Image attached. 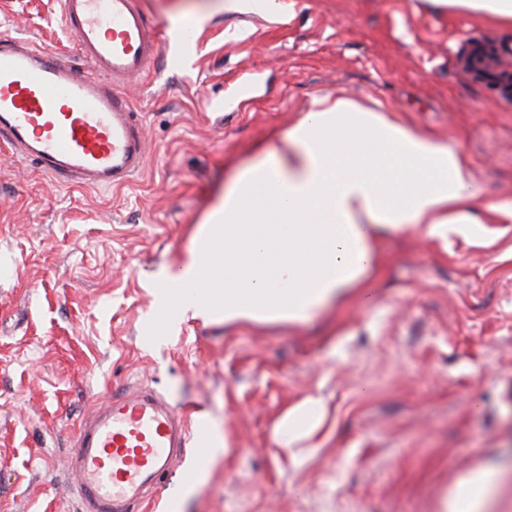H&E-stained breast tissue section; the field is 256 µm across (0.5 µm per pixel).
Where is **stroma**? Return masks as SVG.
<instances>
[{"instance_id":"35a3bbf8","label":"stroma","mask_w":512,"mask_h":512,"mask_svg":"<svg viewBox=\"0 0 512 512\" xmlns=\"http://www.w3.org/2000/svg\"><path fill=\"white\" fill-rule=\"evenodd\" d=\"M282 2L271 21L139 0L162 52L127 90L146 143L127 185L57 186L0 147V512H84L78 426L140 384L191 416L143 512H441L492 464L484 512H512V218L483 208L512 202V96L448 52L512 31L432 0ZM192 11L207 20L176 30ZM0 33L84 68L59 0H0ZM336 94L462 153L482 191L475 236L383 237L369 300L304 323L161 330L157 276L178 268L235 170ZM308 397L327 423L291 454L274 425ZM209 428L229 449L188 481Z\"/></svg>"}]
</instances>
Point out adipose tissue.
Returning <instances> with one entry per match:
<instances>
[{
	"label": "adipose tissue",
	"mask_w": 512,
	"mask_h": 512,
	"mask_svg": "<svg viewBox=\"0 0 512 512\" xmlns=\"http://www.w3.org/2000/svg\"><path fill=\"white\" fill-rule=\"evenodd\" d=\"M478 194L460 153L389 113L339 95L316 100L272 160L243 165L192 237L187 259L162 272L168 319L299 323L332 302L367 295L386 234L473 233ZM325 411L312 398L287 408L274 434L292 449ZM499 479L481 468L443 502L478 512Z\"/></svg>",
	"instance_id": "obj_1"
}]
</instances>
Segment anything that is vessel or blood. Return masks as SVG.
I'll use <instances>...</instances> for the list:
<instances>
[{
    "label": "vessel or blood",
    "instance_id": "obj_1",
    "mask_svg": "<svg viewBox=\"0 0 512 512\" xmlns=\"http://www.w3.org/2000/svg\"><path fill=\"white\" fill-rule=\"evenodd\" d=\"M62 19L85 75L0 34V141L58 183L126 185L146 154L126 89L149 70L160 44L137 0H62ZM497 60H512V40L468 65L491 76ZM187 438L186 417L166 396L150 388L112 396L81 426L71 460L88 512H130L170 472Z\"/></svg>",
    "mask_w": 512,
    "mask_h": 512
}]
</instances>
